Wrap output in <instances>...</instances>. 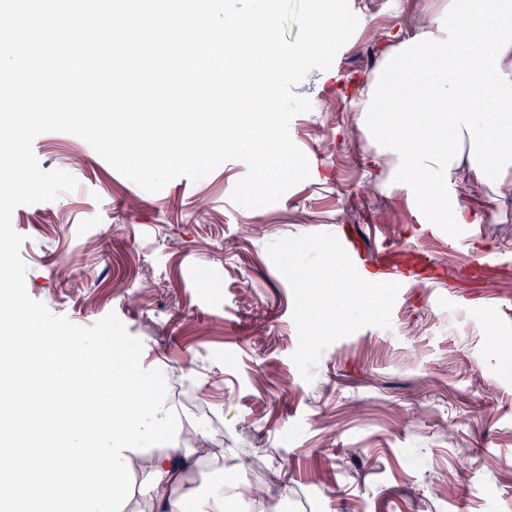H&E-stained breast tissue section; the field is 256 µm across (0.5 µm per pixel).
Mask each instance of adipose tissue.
<instances>
[{"mask_svg":"<svg viewBox=\"0 0 512 512\" xmlns=\"http://www.w3.org/2000/svg\"><path fill=\"white\" fill-rule=\"evenodd\" d=\"M447 28L425 19L400 50L389 51L380 79L367 83L366 109L398 159L403 182L426 187L440 214L460 210L441 190L467 165L494 201L512 198V0H448ZM497 140L488 150L487 136ZM175 447L129 456L138 488L123 512H228L256 490L238 478L202 497L184 480L201 462L236 470L232 452L204 424L186 422Z\"/></svg>","mask_w":512,"mask_h":512,"instance_id":"ef3b65f1","label":"adipose tissue"}]
</instances>
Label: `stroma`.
Wrapping results in <instances>:
<instances>
[{"instance_id":"obj_1","label":"stroma","mask_w":512,"mask_h":512,"mask_svg":"<svg viewBox=\"0 0 512 512\" xmlns=\"http://www.w3.org/2000/svg\"><path fill=\"white\" fill-rule=\"evenodd\" d=\"M349 6L355 32L296 88L312 108L289 130L310 176L274 204L232 202L239 160L150 193L83 139L37 136L41 168L78 186L15 209L26 288L79 326L116 314L184 420L250 481L286 485L285 512H512V203L463 166L444 190L480 222L441 220L359 122L387 47L423 16L447 22L448 0ZM324 224L358 226L359 250ZM386 242L420 253L425 280L387 274ZM490 251L499 268L459 276Z\"/></svg>"}]
</instances>
